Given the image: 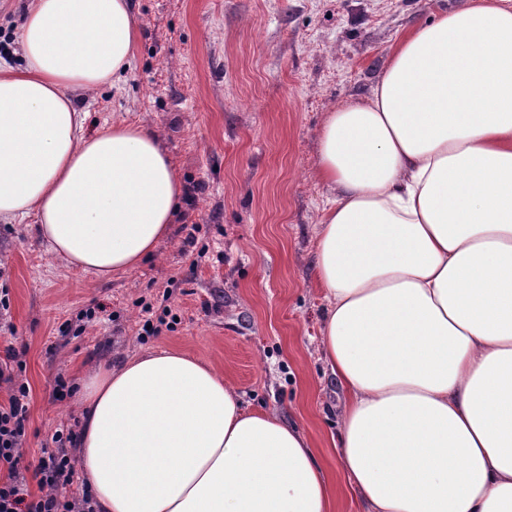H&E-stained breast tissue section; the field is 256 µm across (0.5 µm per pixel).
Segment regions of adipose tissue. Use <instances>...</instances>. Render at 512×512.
<instances>
[{
	"label": "adipose tissue",
	"instance_id": "adipose-tissue-1",
	"mask_svg": "<svg viewBox=\"0 0 512 512\" xmlns=\"http://www.w3.org/2000/svg\"><path fill=\"white\" fill-rule=\"evenodd\" d=\"M138 37L131 0H26L24 65L0 57V222L36 216L101 277L153 256L182 193L157 134H85L74 101ZM318 165L349 491L366 512H512V0L414 28L367 99L328 113ZM77 400L95 512H333L305 434L181 352L100 366Z\"/></svg>",
	"mask_w": 512,
	"mask_h": 512
}]
</instances>
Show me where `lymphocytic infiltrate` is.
<instances>
[{"label":"lymphocytic infiltrate","mask_w":512,"mask_h":512,"mask_svg":"<svg viewBox=\"0 0 512 512\" xmlns=\"http://www.w3.org/2000/svg\"><path fill=\"white\" fill-rule=\"evenodd\" d=\"M19 364L18 353L6 348L0 359V385L8 389L7 402H0V512H94L90 491L80 482L77 460L70 453L78 438L75 429H57L38 458H26L30 387L16 372ZM28 470L36 488L26 482Z\"/></svg>","instance_id":"f902f5d3"}]
</instances>
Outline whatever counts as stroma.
<instances>
[{
    "instance_id": "obj_1",
    "label": "stroma",
    "mask_w": 512,
    "mask_h": 512,
    "mask_svg": "<svg viewBox=\"0 0 512 512\" xmlns=\"http://www.w3.org/2000/svg\"><path fill=\"white\" fill-rule=\"evenodd\" d=\"M465 2L135 0L134 60L81 100L87 129L122 120L155 131L182 186L202 189L181 200L152 258L109 278L56 257L37 218L0 223L10 324L0 355L15 347L25 364L28 455L79 419L75 397L53 399L56 377L73 385L98 365L176 349L213 365L244 409L301 429L334 512H363L334 445L345 397L321 347L314 258L337 192L319 175V134L328 112L372 93L415 26ZM163 296L177 325L139 338L142 300ZM95 305L98 317L80 336L59 334Z\"/></svg>"
}]
</instances>
